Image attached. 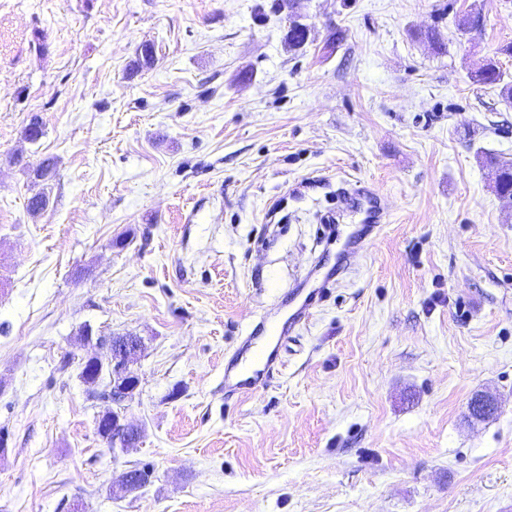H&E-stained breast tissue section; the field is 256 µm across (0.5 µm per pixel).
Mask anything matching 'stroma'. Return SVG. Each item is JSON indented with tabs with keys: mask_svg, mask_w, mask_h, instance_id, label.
<instances>
[{
	"mask_svg": "<svg viewBox=\"0 0 512 512\" xmlns=\"http://www.w3.org/2000/svg\"><path fill=\"white\" fill-rule=\"evenodd\" d=\"M271 3L0 0V512H512V198L480 159L512 162V102L472 80L512 75V0H295L296 51ZM359 182L386 223L225 401V353L335 263ZM86 325L142 342L126 452ZM132 467L151 483L110 496ZM292 7H288V29H291L293 32L300 34V36L296 34L286 33L285 43L288 45L289 49H299L303 47V40L307 42V38L309 35V24L304 21L303 17L300 15H296L291 11ZM472 79L480 84L498 86L501 95L507 99H512V80H506L505 72H503L496 62L487 61L472 75ZM498 411V403L494 397L479 393L469 402V414L475 420H484L494 416Z\"/></svg>",
	"mask_w": 512,
	"mask_h": 512,
	"instance_id": "1",
	"label": "stroma"
}]
</instances>
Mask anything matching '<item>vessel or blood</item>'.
<instances>
[{
	"mask_svg": "<svg viewBox=\"0 0 512 512\" xmlns=\"http://www.w3.org/2000/svg\"><path fill=\"white\" fill-rule=\"evenodd\" d=\"M346 207L361 216V222L351 232L344 245V255L354 254L365 239L376 235L385 221L386 211L376 196L358 188L345 195ZM351 271L350 263H341L326 273L309 270L294 288V306L287 319L279 321L260 318L251 332L241 337L236 347L224 355V395L244 398L252 394L259 383L280 371L288 342L306 325L329 284L339 282Z\"/></svg>",
	"mask_w": 512,
	"mask_h": 512,
	"instance_id": "obj_1",
	"label": "vessel or blood"
}]
</instances>
